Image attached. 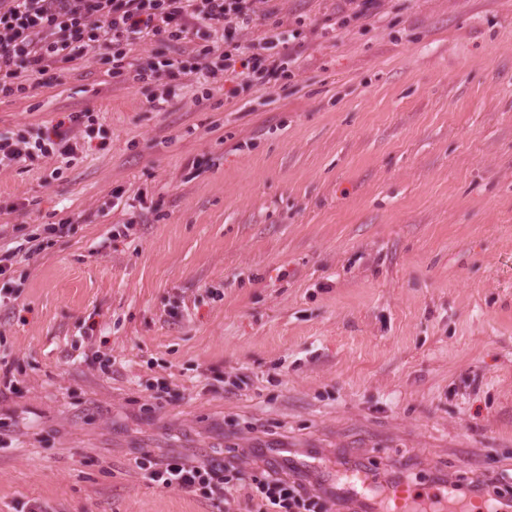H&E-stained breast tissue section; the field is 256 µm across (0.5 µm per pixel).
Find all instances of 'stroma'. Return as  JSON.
<instances>
[{
    "mask_svg": "<svg viewBox=\"0 0 512 512\" xmlns=\"http://www.w3.org/2000/svg\"><path fill=\"white\" fill-rule=\"evenodd\" d=\"M352 10L283 0L289 77L233 99L157 110L91 58L0 100L3 135L99 128L0 170L1 249L72 222L0 278V512H216L146 451L512 473V0Z\"/></svg>",
    "mask_w": 512,
    "mask_h": 512,
    "instance_id": "stroma-1",
    "label": "stroma"
}]
</instances>
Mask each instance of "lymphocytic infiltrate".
I'll return each mask as SVG.
<instances>
[{"label":"lymphocytic infiltrate","instance_id":"1","mask_svg":"<svg viewBox=\"0 0 512 512\" xmlns=\"http://www.w3.org/2000/svg\"><path fill=\"white\" fill-rule=\"evenodd\" d=\"M259 25L264 38L242 43V32ZM281 26L274 0H0V98L27 94L44 76L99 56L113 78L130 74L151 88L155 108L169 103V85L188 71L205 100L226 75L248 87L261 73L287 71L292 56L282 50ZM141 39L160 48V59L132 71L129 47ZM187 52L194 58L189 69L182 61ZM94 121L93 112H73L35 136L0 137V167L69 159ZM238 460L234 454L197 462L174 454L160 461L145 452L136 463L150 483L198 494L220 512H231L241 496L255 512H329L336 502L316 489L315 473L291 462L257 456L246 476Z\"/></svg>","mask_w":512,"mask_h":512}]
</instances>
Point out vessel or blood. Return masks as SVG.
Here are the masks:
<instances>
[{"label":"vessel or blood","mask_w":512,"mask_h":512,"mask_svg":"<svg viewBox=\"0 0 512 512\" xmlns=\"http://www.w3.org/2000/svg\"><path fill=\"white\" fill-rule=\"evenodd\" d=\"M439 466H430L416 484H400L380 492L372 465L361 464L343 474L340 495L350 512H438L448 499V487L438 479Z\"/></svg>","instance_id":"vessel-or-blood-1"}]
</instances>
